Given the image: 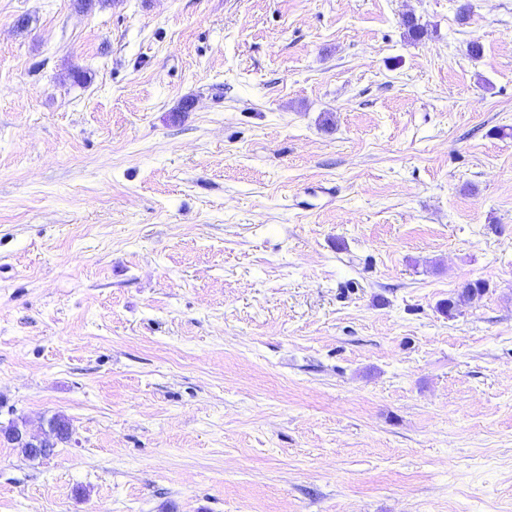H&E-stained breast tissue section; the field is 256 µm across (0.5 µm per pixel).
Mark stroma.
Wrapping results in <instances>:
<instances>
[{"instance_id": "stroma-1", "label": "stroma", "mask_w": 512, "mask_h": 512, "mask_svg": "<svg viewBox=\"0 0 512 512\" xmlns=\"http://www.w3.org/2000/svg\"><path fill=\"white\" fill-rule=\"evenodd\" d=\"M57 415L0 512H512V0H0V427ZM52 419H56L60 434L54 424L48 423V433L33 434L28 432L24 427L15 425L11 430L13 444L18 448H25L28 454L31 456H41L46 452L49 455L57 442H66L71 439L73 427L69 419L64 416H56ZM50 448V449H49ZM47 449H49L47 451Z\"/></svg>"}]
</instances>
